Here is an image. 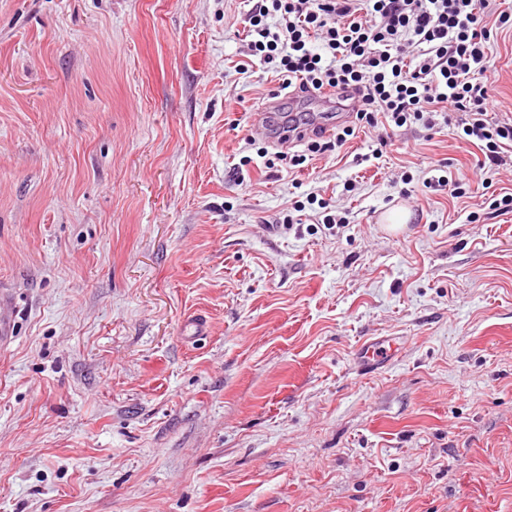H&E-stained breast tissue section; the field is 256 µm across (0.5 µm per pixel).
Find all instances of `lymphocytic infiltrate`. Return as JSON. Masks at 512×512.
<instances>
[{"label":"lymphocytic infiltrate","mask_w":512,"mask_h":512,"mask_svg":"<svg viewBox=\"0 0 512 512\" xmlns=\"http://www.w3.org/2000/svg\"><path fill=\"white\" fill-rule=\"evenodd\" d=\"M485 8L484 0H255L248 50L274 64L282 89L331 88L372 128L382 120L431 128L441 111L459 113L492 172L512 143V118H486Z\"/></svg>","instance_id":"f902f5d3"}]
</instances>
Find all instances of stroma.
<instances>
[{
    "label": "stroma",
    "instance_id": "stroma-1",
    "mask_svg": "<svg viewBox=\"0 0 512 512\" xmlns=\"http://www.w3.org/2000/svg\"><path fill=\"white\" fill-rule=\"evenodd\" d=\"M252 6L0 0V512H512V212L422 185L482 151L361 126L266 167L257 112L343 106L278 94ZM487 53L510 117L512 27ZM394 344L386 339L372 341L363 345L359 351L357 359L362 366L368 368H378L380 364L392 359Z\"/></svg>",
    "mask_w": 512,
    "mask_h": 512
}]
</instances>
